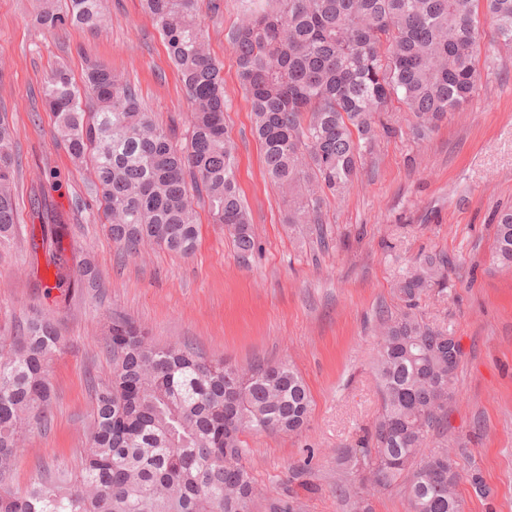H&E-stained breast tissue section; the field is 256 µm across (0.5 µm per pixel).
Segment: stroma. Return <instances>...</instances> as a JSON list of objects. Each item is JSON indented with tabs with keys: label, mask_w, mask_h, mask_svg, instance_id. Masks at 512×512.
Instances as JSON below:
<instances>
[{
	"label": "stroma",
	"mask_w": 512,
	"mask_h": 512,
	"mask_svg": "<svg viewBox=\"0 0 512 512\" xmlns=\"http://www.w3.org/2000/svg\"><path fill=\"white\" fill-rule=\"evenodd\" d=\"M36 5L0 0V112L21 161L16 235L0 244V335L40 311L55 319L64 345L51 365L48 425L27 433L9 485L22 490L39 476L80 467L92 388L112 372L105 327L124 316L158 342L184 341L208 358L241 367L293 364L311 391L309 427L248 435L247 462L272 497L296 493L304 512H355L352 499L338 493L351 477L336 451L354 445L380 409L372 370L377 318L399 311L394 285L417 258L444 254L452 267L447 286L422 295L419 312L462 345L444 437L462 447L460 471L479 472L491 490L479 498L461 482L462 512H512V269L493 258L497 213L512 207V49L493 41L488 15L479 16L481 81L473 99L422 140L403 105L380 112L382 132L359 179L325 199L329 238L321 249L291 230L288 207L262 172L251 106L226 39L242 16L241 0H221L216 13L200 0L210 51L224 65V126L259 245L244 265L201 204L193 255L154 246L126 258L118 253L97 214L89 171L54 140L44 78L61 63L79 78L87 61L103 62L135 85L159 124L179 130L187 96L141 0H108L102 30L55 36L32 24ZM56 212L71 221V263L91 265L99 282L67 299L47 290L48 255L28 244ZM302 463L308 474L290 478V467Z\"/></svg>",
	"instance_id": "obj_1"
}]
</instances>
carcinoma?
<instances>
[{"instance_id": "carcinoma-1", "label": "carcinoma", "mask_w": 512, "mask_h": 512, "mask_svg": "<svg viewBox=\"0 0 512 512\" xmlns=\"http://www.w3.org/2000/svg\"><path fill=\"white\" fill-rule=\"evenodd\" d=\"M245 18L228 32L253 134L267 177L284 193L287 221L301 236L323 237V196L343 194L379 135L375 114L392 101L424 138L467 103L481 79L476 0H242ZM33 24L56 34L99 29L103 0H38ZM186 90L190 120L178 139L143 107L124 74L90 61L82 84L58 65L43 97L56 118L54 139L92 172L99 210L124 254L152 244L182 256L198 240L193 199L224 225L239 262L257 250L226 136L223 66L210 52L198 0H142ZM496 42L512 48V0H486ZM12 127L0 113V243L15 235ZM68 222L54 215L41 240L62 294L97 287L92 267L76 273L64 257ZM494 257L512 268V209L497 217ZM448 262L427 255L396 284V315H379L373 370L381 412L357 448L337 460L357 484L341 486L370 512L368 485L404 489L408 512H461L458 443L426 452L443 435L463 351L424 321L418 300L448 279ZM62 348L51 318L37 314L0 336V512H301L296 497L266 498L246 464L249 434H300L310 391L294 365L246 368L206 359L188 344L156 343L114 316L106 348L112 380L95 390L88 448L79 474L61 470L22 491L7 484L25 452L22 433L46 427L54 397L50 364Z\"/></svg>"}]
</instances>
